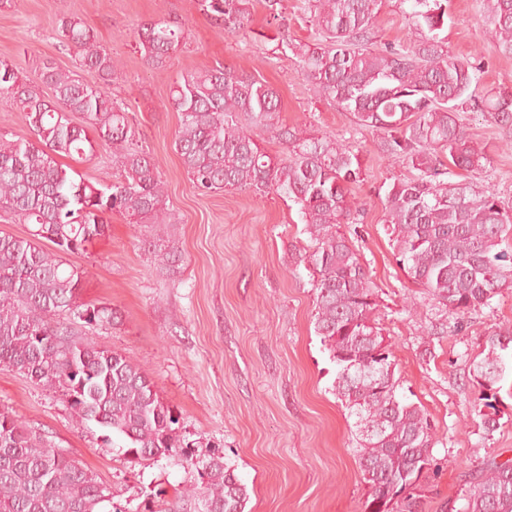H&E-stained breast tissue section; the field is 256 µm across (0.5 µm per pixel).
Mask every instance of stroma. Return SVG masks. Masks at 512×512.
I'll list each match as a JSON object with an SVG mask.
<instances>
[{
	"mask_svg": "<svg viewBox=\"0 0 512 512\" xmlns=\"http://www.w3.org/2000/svg\"><path fill=\"white\" fill-rule=\"evenodd\" d=\"M274 21L262 0H249L245 28L232 36L204 14L199 0H5L0 5V61L28 79L44 62L76 70L57 29L76 18L112 55L114 100L133 117L136 140L156 160L170 215L167 232L183 261L159 269L151 245L155 225L112 214L104 237L67 256L82 273L79 300L112 309L116 318L91 332L103 348L144 370L179 417L178 432L228 450L249 500L246 512H363L368 487L356 453L355 419L334 391L335 368L314 330V293L301 257L311 240L286 196L250 190L197 191L175 150L180 114L170 89L187 72L218 66L260 76L281 97L283 124L306 126L359 149L363 180L352 187V236L384 305L383 326L394 348L396 375L430 415L438 442L420 480L419 512H462L483 460L512 461V378L498 403L502 417L485 436L474 410L470 364L489 331L512 330V291L466 317L460 329L427 335L443 323L432 300L396 265L382 224L386 191L408 168L377 152L376 134L349 113L315 96L290 44L312 41L304 0H280ZM167 19L185 39L165 69L147 65L137 24ZM452 55L481 59L479 84L512 81V55L500 52L483 0H449L442 31ZM467 133L486 144L485 179L512 204V128L479 112L462 115ZM0 411L61 448L106 487L127 512H142L152 490L167 499L194 484V469L165 460L128 462L104 441V430L81 422L63 392L0 366Z\"/></svg>",
	"mask_w": 512,
	"mask_h": 512,
	"instance_id": "obj_1",
	"label": "stroma"
}]
</instances>
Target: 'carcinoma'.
Segmentation results:
<instances>
[{
	"instance_id": "obj_1",
	"label": "carcinoma",
	"mask_w": 512,
	"mask_h": 512,
	"mask_svg": "<svg viewBox=\"0 0 512 512\" xmlns=\"http://www.w3.org/2000/svg\"><path fill=\"white\" fill-rule=\"evenodd\" d=\"M202 10L236 34L248 0H200ZM408 38L376 45L383 0H305L320 35L295 43L303 77L320 98L337 103L354 123L380 133L382 156L416 171L387 192L383 224L396 264L408 280L459 326L472 310L512 288V208L481 174L487 146L473 141L460 113L482 112L512 126V90H472L481 65L456 57L440 36L448 0H409ZM499 50L512 54V0H487ZM86 76L43 64L39 86L0 62V93L13 99L34 138L0 133V210L31 225L28 236L0 235V365L48 390L63 389L73 414L118 439L132 461H174L194 468L199 483L184 497L197 512H245L248 493L218 450L200 455L176 432L179 419L148 376L128 357L77 338L71 324L112 320V310L79 302L81 273L63 261L105 235L107 214L167 220L164 182L151 155L134 144L128 112L112 101V55L77 19L60 27ZM184 39L178 22L143 25L145 57L162 69ZM180 113L175 148L203 194L249 189L291 199L312 251L314 329L336 366L333 391L356 417L355 453L369 487L364 512H419L415 494L430 465L434 427L424 409L402 399L392 345L380 327L378 290L352 238L357 221L352 185L361 182L359 152L342 139L279 123V91L252 73L220 67L181 75L170 91ZM78 114L82 123L73 121ZM96 138L91 139L88 131ZM268 131L286 145L271 155L258 142ZM121 150L112 183L86 180L60 157L91 156L99 146ZM466 172L448 179V166ZM157 264L176 272L182 253L171 241L154 250ZM512 331L493 330L473 358L475 409L485 435L500 428L497 403L508 370ZM0 512H126L79 462L46 445L0 412ZM463 512H512V465L483 462Z\"/></svg>"
}]
</instances>
